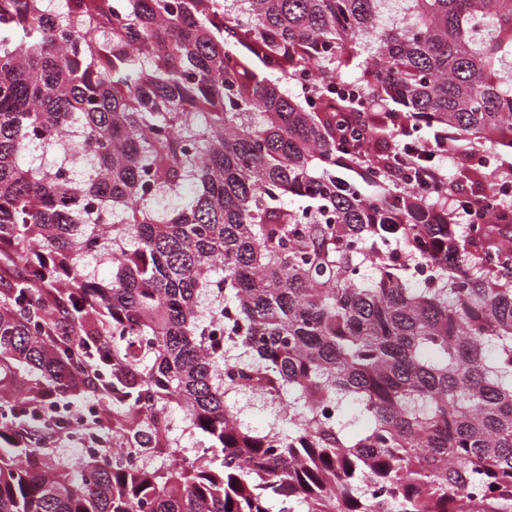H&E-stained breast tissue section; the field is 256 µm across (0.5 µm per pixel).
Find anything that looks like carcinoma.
Segmentation results:
<instances>
[{"label": "carcinoma", "mask_w": 512, "mask_h": 512, "mask_svg": "<svg viewBox=\"0 0 512 512\" xmlns=\"http://www.w3.org/2000/svg\"><path fill=\"white\" fill-rule=\"evenodd\" d=\"M68 2L0 0V247L39 250L0 304V368L64 392L69 342L92 339L134 436L174 404L209 445L55 471L8 433L21 401L0 413V512H512V197L475 224L478 200L415 189L421 155L397 183L361 177L424 126L456 133L477 189L512 156V0ZM354 66L365 107L317 112L266 78L310 69L318 95ZM70 128L87 177L22 162ZM103 224L126 236L106 285L80 272ZM235 383L288 395L278 442L240 425Z\"/></svg>", "instance_id": "1"}]
</instances>
